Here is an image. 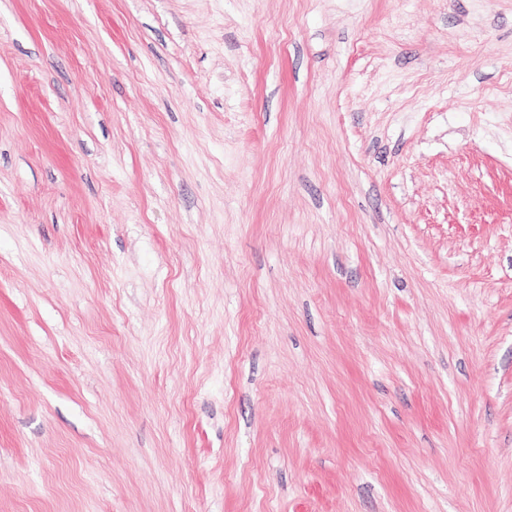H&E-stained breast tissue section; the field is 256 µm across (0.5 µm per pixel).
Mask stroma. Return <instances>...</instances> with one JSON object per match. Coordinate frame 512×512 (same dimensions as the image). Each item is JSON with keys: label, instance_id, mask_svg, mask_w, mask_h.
Segmentation results:
<instances>
[{"label": "stroma", "instance_id": "obj_1", "mask_svg": "<svg viewBox=\"0 0 512 512\" xmlns=\"http://www.w3.org/2000/svg\"><path fill=\"white\" fill-rule=\"evenodd\" d=\"M0 512H512V0H0Z\"/></svg>", "mask_w": 512, "mask_h": 512}]
</instances>
